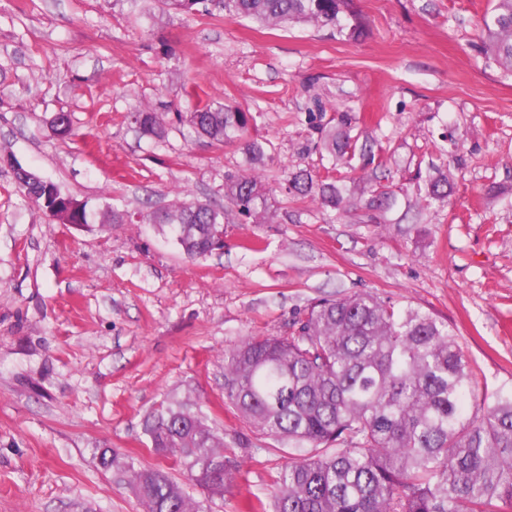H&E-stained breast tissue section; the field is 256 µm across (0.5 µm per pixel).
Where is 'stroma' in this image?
Returning <instances> with one entry per match:
<instances>
[{
    "mask_svg": "<svg viewBox=\"0 0 512 512\" xmlns=\"http://www.w3.org/2000/svg\"><path fill=\"white\" fill-rule=\"evenodd\" d=\"M495 0H353L362 34L270 30L161 0H0V153L123 224H56L0 165V512H143L118 461L163 470L206 512H260L291 453L224 397V351L287 336L315 301L369 293L445 321L478 393L512 386V77L478 49ZM251 116L272 156L274 219L224 227L189 259L147 224L177 194L221 208L231 144L189 135L196 98ZM156 112L154 142L130 121ZM60 112L70 135L51 128ZM348 113L367 142L333 164L313 127ZM382 186L327 220L279 191L294 169ZM448 174V203L424 178ZM192 404L224 437L232 481L194 486L152 451L145 414Z\"/></svg>",
    "mask_w": 512,
    "mask_h": 512,
    "instance_id": "obj_1",
    "label": "stroma"
}]
</instances>
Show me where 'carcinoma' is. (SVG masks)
<instances>
[{
  "mask_svg": "<svg viewBox=\"0 0 512 512\" xmlns=\"http://www.w3.org/2000/svg\"><path fill=\"white\" fill-rule=\"evenodd\" d=\"M351 0H162L194 13L209 5L268 26L311 23L354 37ZM483 52L512 75V0H496L482 19ZM139 128L161 141L156 113L138 112ZM189 122L217 144H234L246 167L224 178L228 207L175 199L150 223L169 226L190 259L215 248L237 217L269 221L272 189L261 171L267 144L249 137L250 118L235 107L197 102ZM317 147L342 161L353 149L352 121L319 124ZM291 193L310 196L324 213L343 208L351 189L332 175H287ZM56 184L19 190L40 208L66 209ZM424 201H448V175L429 178ZM288 337H250L224 351V396L263 433L294 449L274 481L272 512H512V388L473 409L476 374L448 323L420 308L400 310L368 293L323 299L294 322ZM150 447L171 453L189 480L224 491L231 471L224 440L187 404L174 401L144 420ZM127 471L144 512H202L180 483L159 469Z\"/></svg>",
  "mask_w": 512,
  "mask_h": 512,
  "instance_id": "1",
  "label": "carcinoma"
}]
</instances>
